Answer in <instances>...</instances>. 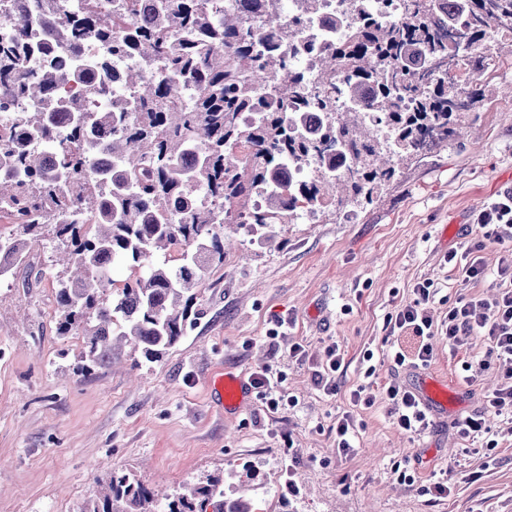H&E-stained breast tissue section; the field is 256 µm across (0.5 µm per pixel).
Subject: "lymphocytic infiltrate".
<instances>
[{
    "mask_svg": "<svg viewBox=\"0 0 512 512\" xmlns=\"http://www.w3.org/2000/svg\"><path fill=\"white\" fill-rule=\"evenodd\" d=\"M474 222L482 233L481 240L475 241L465 255L448 252L444 261L461 270L465 280L478 282L487 276L479 256L485 241L507 245L497 270L495 295L487 299L459 296L448 309L447 321L438 326L430 315L431 285L417 284L413 300L400 306L392 319L391 358L398 367H423L434 356L437 336H444L452 347L459 346L464 336L487 337L490 347L476 368L483 371L498 364L504 371L498 387L487 396L486 407L512 423V191L479 209ZM385 401L393 424L405 434L425 433L434 424L418 395L399 381L386 385Z\"/></svg>",
    "mask_w": 512,
    "mask_h": 512,
    "instance_id": "f902f5d3",
    "label": "lymphocytic infiltrate"
}]
</instances>
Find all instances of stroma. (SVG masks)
<instances>
[{"instance_id":"stroma-1","label":"stroma","mask_w":512,"mask_h":512,"mask_svg":"<svg viewBox=\"0 0 512 512\" xmlns=\"http://www.w3.org/2000/svg\"><path fill=\"white\" fill-rule=\"evenodd\" d=\"M497 42L465 137L401 166L351 222L326 211L315 224L279 226L270 245L227 251L199 290L192 328L137 371L123 357L92 376L77 372L80 337L56 331L58 269L49 249L34 246L14 277L0 282V512H79L115 468L170 491L249 470L265 512H512V434L504 422L488 418L500 433L491 462L479 454V439L460 437L451 425L457 414L483 410L496 372L476 374L464 398L414 439L391 423L383 393L393 379L409 386L418 376L461 380L462 363L490 346L473 336L452 352L441 337L430 364L400 368L387 359L385 340L389 317L412 300L418 282L435 289L437 324L458 295L496 291L502 245L486 242L480 257L491 274L477 283L444 257L480 239L474 213L512 190V29L501 28ZM332 342L346 367L341 392L328 396L316 388L312 367ZM295 344L308 350L309 364L290 356ZM266 363L287 377L290 403L279 413L253 399L228 414L212 401L208 388L219 376ZM371 363L377 370L368 378ZM359 385L372 406H351L349 392ZM347 410L360 446L345 457L333 427ZM403 464L414 483L398 480ZM442 469L454 490L437 499L427 487Z\"/></svg>"}]
</instances>
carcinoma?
<instances>
[{
    "label": "carcinoma",
    "instance_id": "obj_1",
    "mask_svg": "<svg viewBox=\"0 0 512 512\" xmlns=\"http://www.w3.org/2000/svg\"><path fill=\"white\" fill-rule=\"evenodd\" d=\"M353 0L351 13L325 25L343 35L317 45L297 25L284 31L293 53L320 49L327 81L346 109L301 93V76L259 29L243 25L235 4L214 20L201 0H161L137 22L140 0L110 13L99 0L47 2L32 19L43 42L19 36L0 44V96L36 102L37 112L0 124V214L16 230L0 234V277L25 262L32 244L46 241L56 280L59 335L82 338L76 371L89 375L130 346L131 368L154 362L175 345L199 312L193 300L207 271L224 263V225L215 223L202 195L217 194L236 209L245 238L269 244L276 225L298 220L297 202L352 212L373 202L400 165L448 144L467 111L484 95L479 76L490 55L492 29L512 23V0H445L438 27L425 22L434 0H413L408 21L374 15ZM85 29L116 58L140 63L127 73L136 91L115 100L104 120L112 138L94 140L96 123L76 99L53 90L71 84L88 95L103 89L105 60L70 67L55 60L58 37ZM456 30L469 52L471 78L460 87L442 70L450 47L441 29ZM42 58L30 80L25 64ZM162 60L159 76L146 67ZM277 92L258 95L252 73ZM291 118L278 117L283 106ZM392 139L379 141L373 121ZM67 144L50 155L43 140ZM252 148L239 157L233 148ZM294 169L307 179L283 184ZM265 207H249L255 190ZM127 262L132 277L116 286L112 266ZM245 484L222 474L186 482L159 495L130 472L114 470L82 512H255Z\"/></svg>",
    "mask_w": 512,
    "mask_h": 512
}]
</instances>
